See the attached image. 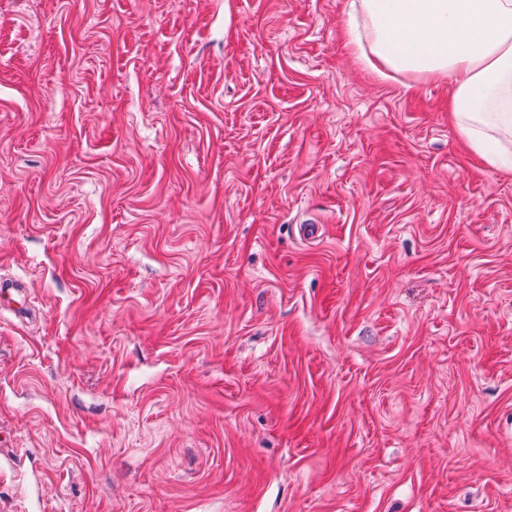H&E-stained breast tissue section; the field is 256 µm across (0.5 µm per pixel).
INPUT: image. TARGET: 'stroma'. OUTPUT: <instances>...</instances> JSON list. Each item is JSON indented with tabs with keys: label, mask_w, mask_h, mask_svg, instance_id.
<instances>
[{
	"label": "stroma",
	"mask_w": 512,
	"mask_h": 512,
	"mask_svg": "<svg viewBox=\"0 0 512 512\" xmlns=\"http://www.w3.org/2000/svg\"><path fill=\"white\" fill-rule=\"evenodd\" d=\"M344 3L0 0V512H512V173Z\"/></svg>",
	"instance_id": "obj_1"
}]
</instances>
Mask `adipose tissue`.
Returning <instances> with one entry per match:
<instances>
[{"label":"adipose tissue","mask_w":512,"mask_h":512,"mask_svg":"<svg viewBox=\"0 0 512 512\" xmlns=\"http://www.w3.org/2000/svg\"><path fill=\"white\" fill-rule=\"evenodd\" d=\"M343 25L378 78L449 82L460 137L512 172V0H350Z\"/></svg>","instance_id":"adipose-tissue-1"}]
</instances>
